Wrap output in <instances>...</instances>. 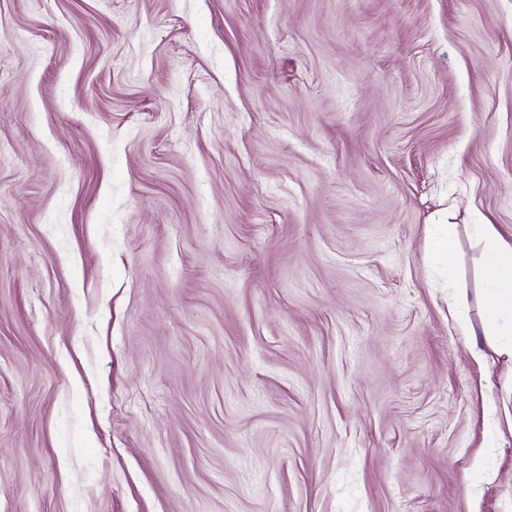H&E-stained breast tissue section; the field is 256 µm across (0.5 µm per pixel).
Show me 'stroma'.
Returning a JSON list of instances; mask_svg holds the SVG:
<instances>
[{"label":"stroma","instance_id":"stroma-1","mask_svg":"<svg viewBox=\"0 0 512 512\" xmlns=\"http://www.w3.org/2000/svg\"><path fill=\"white\" fill-rule=\"evenodd\" d=\"M478 224L512 0H0V512H512Z\"/></svg>","mask_w":512,"mask_h":512}]
</instances>
